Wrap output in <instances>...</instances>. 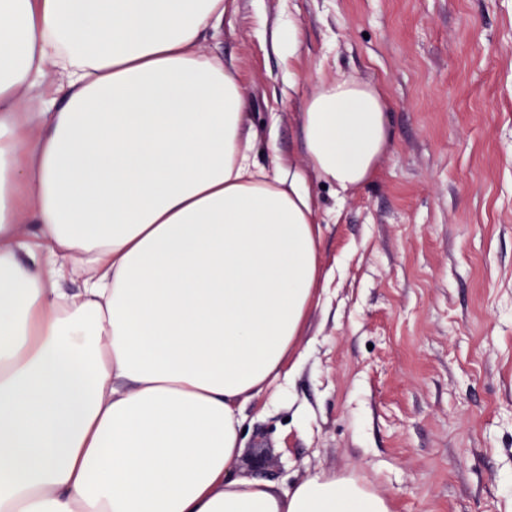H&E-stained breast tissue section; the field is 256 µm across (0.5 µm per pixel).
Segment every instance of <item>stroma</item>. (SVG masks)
Masks as SVG:
<instances>
[{
    "mask_svg": "<svg viewBox=\"0 0 512 512\" xmlns=\"http://www.w3.org/2000/svg\"><path fill=\"white\" fill-rule=\"evenodd\" d=\"M294 21L298 53L272 47ZM206 47L306 166L300 96L354 75L389 100L363 189L314 186L332 278L288 402L245 403L240 476L358 480L392 512H512V0H237ZM312 414L298 425L296 407Z\"/></svg>",
    "mask_w": 512,
    "mask_h": 512,
    "instance_id": "1",
    "label": "stroma"
}]
</instances>
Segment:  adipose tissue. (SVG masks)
I'll return each mask as SVG.
<instances>
[{
    "mask_svg": "<svg viewBox=\"0 0 512 512\" xmlns=\"http://www.w3.org/2000/svg\"><path fill=\"white\" fill-rule=\"evenodd\" d=\"M233 4L0 0V512H391L236 473L239 404L288 396L322 277L311 183L363 188L393 134L345 76L301 102L307 166L273 133L258 161L201 47Z\"/></svg>",
    "mask_w": 512,
    "mask_h": 512,
    "instance_id": "1",
    "label": "adipose tissue"
}]
</instances>
